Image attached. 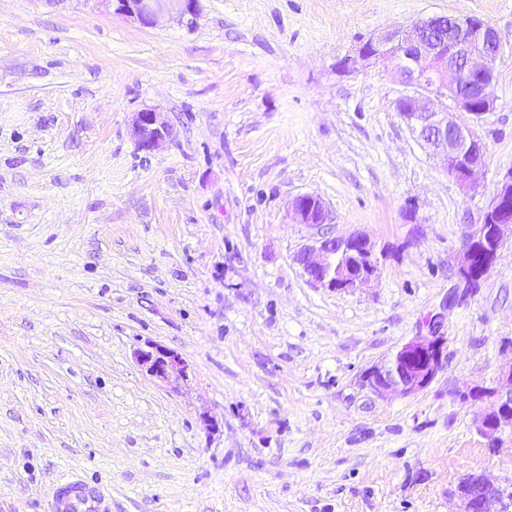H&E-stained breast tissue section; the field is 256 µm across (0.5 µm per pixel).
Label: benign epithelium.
I'll return each mask as SVG.
<instances>
[{
    "label": "benign epithelium",
    "instance_id": "benign-epithelium-1",
    "mask_svg": "<svg viewBox=\"0 0 512 512\" xmlns=\"http://www.w3.org/2000/svg\"><path fill=\"white\" fill-rule=\"evenodd\" d=\"M107 9L144 26L157 22L161 12L175 11L177 21L191 28L199 14L200 0H95ZM500 42L495 28L473 17L429 16L407 25H396L368 39L354 57H346L338 70L349 73L363 63L386 60L400 83L412 89L395 101L402 119L415 132L444 170L466 191L481 186L487 168L486 144L476 132L485 116L496 108L492 86ZM454 112H466L473 125L459 124ZM130 133L137 147L151 152L172 136L162 113L145 108L133 113ZM293 219L314 230L313 243L295 256L307 282L314 288L353 291L376 277L379 259L367 236L354 233L338 237L325 202L304 194L289 203ZM512 238V170L505 172L480 222L465 234L459 249L456 275L462 292L475 291L494 266L507 239ZM448 339L439 327L427 336L403 344L390 356L366 369L362 385L372 393L409 395L429 386L448 361ZM137 363L150 377L186 382L191 368L180 354L155 344L135 352ZM463 403L489 402L475 419L477 433L486 447L496 450L502 437L512 435V360L499 371L495 387H471L458 392ZM472 491L456 490L460 512H512V484L493 483L478 474Z\"/></svg>",
    "mask_w": 512,
    "mask_h": 512
}]
</instances>
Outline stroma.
<instances>
[{
    "label": "stroma",
    "mask_w": 512,
    "mask_h": 512,
    "mask_svg": "<svg viewBox=\"0 0 512 512\" xmlns=\"http://www.w3.org/2000/svg\"><path fill=\"white\" fill-rule=\"evenodd\" d=\"M477 16L501 42L488 167L463 190L395 109L384 60L337 64L393 25ZM171 140L139 151L134 112ZM512 169V0H200L194 27L97 0H0V512H48L62 478L112 512H457L458 479L512 481L464 387L512 360V242L449 302L467 225ZM369 236L379 274L311 287L312 237ZM440 322L431 384L379 397L362 372ZM191 367L153 379L146 343ZM217 421L206 429L202 419Z\"/></svg>",
    "instance_id": "obj_1"
}]
</instances>
